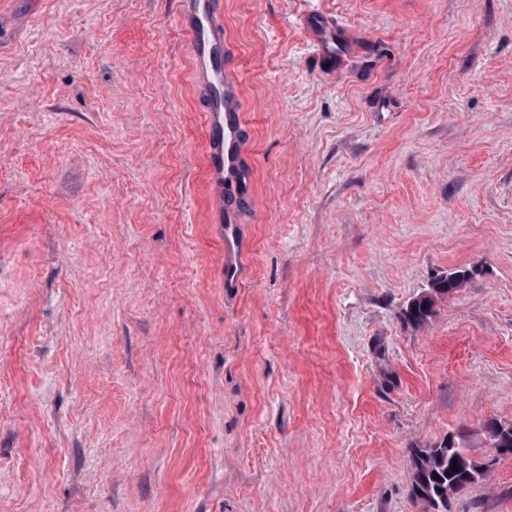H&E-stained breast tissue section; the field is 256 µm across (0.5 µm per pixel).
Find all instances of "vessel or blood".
<instances>
[{"instance_id": "obj_1", "label": "vessel or blood", "mask_w": 512, "mask_h": 512, "mask_svg": "<svg viewBox=\"0 0 512 512\" xmlns=\"http://www.w3.org/2000/svg\"><path fill=\"white\" fill-rule=\"evenodd\" d=\"M223 0H179L177 17L189 37L193 75L208 92L204 113L207 133V173L214 216L221 226L225 252V285L234 287L238 269L234 260L242 247L239 212L230 201V188L247 185L249 173L243 164L242 147L247 137L242 103L228 65L232 48L224 41Z\"/></svg>"}]
</instances>
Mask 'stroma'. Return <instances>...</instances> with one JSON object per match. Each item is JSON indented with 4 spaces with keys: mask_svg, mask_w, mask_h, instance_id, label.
<instances>
[{
    "mask_svg": "<svg viewBox=\"0 0 512 512\" xmlns=\"http://www.w3.org/2000/svg\"><path fill=\"white\" fill-rule=\"evenodd\" d=\"M224 36L231 294L176 0H0V512H423L412 449L460 432L449 512H512V0H224ZM472 275L473 271L471 269H457L436 278L427 289L428 295L426 297L415 299L407 306L405 317L417 325L427 322L435 313L436 302L442 300L443 296L448 295V288L451 293L456 292L464 286ZM454 277L456 278L448 286V278Z\"/></svg>",
    "mask_w": 512,
    "mask_h": 512,
    "instance_id": "35a3bbf8",
    "label": "stroma"
}]
</instances>
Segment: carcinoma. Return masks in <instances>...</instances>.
I'll use <instances>...</instances> for the list:
<instances>
[{
    "label": "carcinoma",
    "instance_id": "carcinoma-1",
    "mask_svg": "<svg viewBox=\"0 0 512 512\" xmlns=\"http://www.w3.org/2000/svg\"><path fill=\"white\" fill-rule=\"evenodd\" d=\"M470 269H457L443 274L431 282L427 296L412 301L405 317L421 325L434 315L436 302L455 292L472 277ZM469 437L460 435L451 442L443 438L428 448L412 449V493L416 499L428 504H440L448 512V498L475 484L483 478L487 469L467 453ZM458 470H453V467Z\"/></svg>",
    "mask_w": 512,
    "mask_h": 512
}]
</instances>
